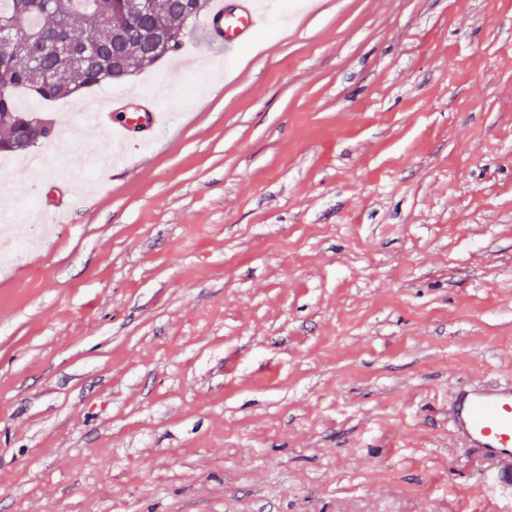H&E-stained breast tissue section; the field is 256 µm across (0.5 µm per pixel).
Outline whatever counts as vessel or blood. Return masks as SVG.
Wrapping results in <instances>:
<instances>
[{
    "mask_svg": "<svg viewBox=\"0 0 512 512\" xmlns=\"http://www.w3.org/2000/svg\"><path fill=\"white\" fill-rule=\"evenodd\" d=\"M263 17L258 0H212L200 15L202 28L232 56L254 43ZM91 125L112 131L121 142L149 143L167 114L151 96L111 98L89 113ZM453 435L484 450L495 465L492 490L512 500V384L485 382L455 397L449 419Z\"/></svg>",
    "mask_w": 512,
    "mask_h": 512,
    "instance_id": "b4317fda",
    "label": "vessel or blood"
}]
</instances>
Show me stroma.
Masks as SVG:
<instances>
[{
    "mask_svg": "<svg viewBox=\"0 0 512 512\" xmlns=\"http://www.w3.org/2000/svg\"><path fill=\"white\" fill-rule=\"evenodd\" d=\"M183 55L159 141L67 161L73 221L0 267V512H504L451 435L512 381V0H273L232 67Z\"/></svg>",
    "mask_w": 512,
    "mask_h": 512,
    "instance_id": "obj_1",
    "label": "stroma"
}]
</instances>
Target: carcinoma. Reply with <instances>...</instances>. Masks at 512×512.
I'll return each mask as SVG.
<instances>
[{
  "label": "carcinoma",
  "mask_w": 512,
  "mask_h": 512,
  "mask_svg": "<svg viewBox=\"0 0 512 512\" xmlns=\"http://www.w3.org/2000/svg\"><path fill=\"white\" fill-rule=\"evenodd\" d=\"M184 0L156 3V22L176 37L174 48L160 53L143 30L132 23L125 0H0V19H9L17 44L0 55V152L21 155L38 144L18 146L23 131L42 118L19 107L17 93L30 90L45 103H52L82 90L121 83L112 76L113 63L126 66L127 76L144 72L181 48L182 24L186 21ZM69 41L79 55L75 66L59 59L53 41ZM96 44L92 54L85 45Z\"/></svg>",
  "instance_id": "cac0c4a2"
}]
</instances>
